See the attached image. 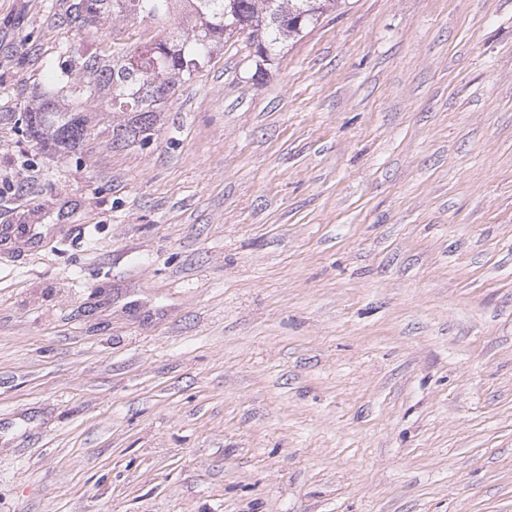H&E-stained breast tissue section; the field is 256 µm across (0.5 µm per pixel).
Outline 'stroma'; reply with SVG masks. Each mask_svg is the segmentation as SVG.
<instances>
[{
	"label": "stroma",
	"instance_id": "stroma-1",
	"mask_svg": "<svg viewBox=\"0 0 512 512\" xmlns=\"http://www.w3.org/2000/svg\"><path fill=\"white\" fill-rule=\"evenodd\" d=\"M69 3L0 0V512H512V0L230 40L127 148L60 65L155 26ZM56 95H43L15 122L40 145L68 156L83 145L93 127L92 112L62 109ZM20 121V122H19Z\"/></svg>",
	"mask_w": 512,
	"mask_h": 512
}]
</instances>
